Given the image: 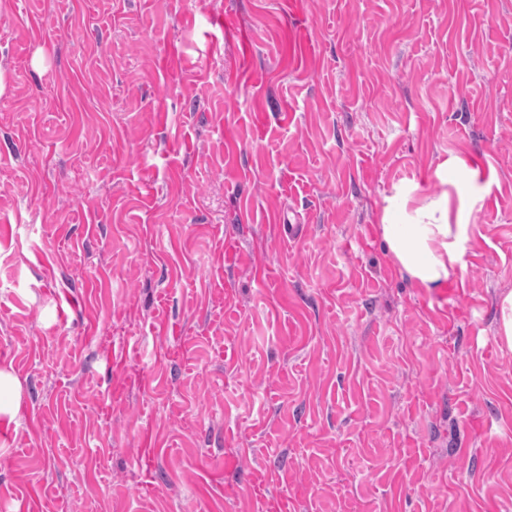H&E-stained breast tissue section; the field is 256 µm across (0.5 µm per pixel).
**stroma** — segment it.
<instances>
[{
    "mask_svg": "<svg viewBox=\"0 0 512 512\" xmlns=\"http://www.w3.org/2000/svg\"><path fill=\"white\" fill-rule=\"evenodd\" d=\"M0 81V512H512V0H0ZM398 188L387 199L380 216L381 236L391 258L413 281L429 290L440 288L451 271L465 265V245L471 224L459 207L452 224L448 193L425 199L409 210V192ZM497 336L502 348L512 352V290L498 298ZM21 383L6 368H0V416L13 419L19 407Z\"/></svg>",
    "mask_w": 512,
    "mask_h": 512,
    "instance_id": "stroma-1",
    "label": "stroma"
}]
</instances>
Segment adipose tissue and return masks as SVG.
<instances>
[{"mask_svg": "<svg viewBox=\"0 0 512 512\" xmlns=\"http://www.w3.org/2000/svg\"><path fill=\"white\" fill-rule=\"evenodd\" d=\"M407 188L388 198L380 216L381 236L400 269L421 287H441L451 271L464 267L472 227L452 218L447 194L408 208Z\"/></svg>", "mask_w": 512, "mask_h": 512, "instance_id": "ef3b65f1", "label": "adipose tissue"}]
</instances>
